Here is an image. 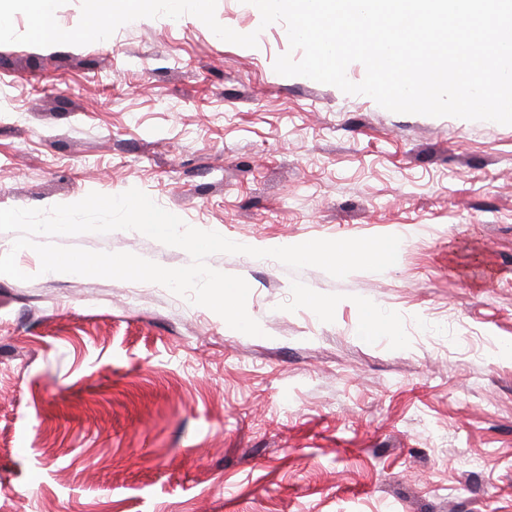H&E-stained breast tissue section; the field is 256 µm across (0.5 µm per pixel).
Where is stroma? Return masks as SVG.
I'll list each match as a JSON object with an SVG mask.
<instances>
[{"label": "stroma", "instance_id": "stroma-1", "mask_svg": "<svg viewBox=\"0 0 512 512\" xmlns=\"http://www.w3.org/2000/svg\"><path fill=\"white\" fill-rule=\"evenodd\" d=\"M0 44V209L136 188L240 244L404 234L336 279L215 254L263 336L154 283L0 275V512H512V125L397 114L274 62L246 0ZM56 244L169 268L136 231ZM315 295L328 308L318 314ZM376 303L396 335L359 336Z\"/></svg>", "mask_w": 512, "mask_h": 512}]
</instances>
